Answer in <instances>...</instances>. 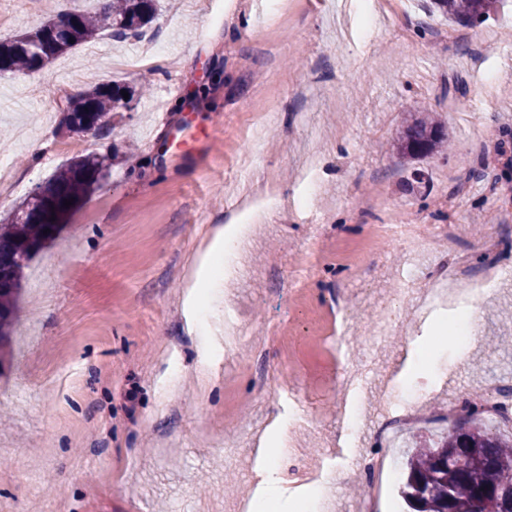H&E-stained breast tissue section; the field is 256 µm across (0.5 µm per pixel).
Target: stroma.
I'll return each mask as SVG.
<instances>
[{
    "label": "stroma",
    "instance_id": "1",
    "mask_svg": "<svg viewBox=\"0 0 512 512\" xmlns=\"http://www.w3.org/2000/svg\"><path fill=\"white\" fill-rule=\"evenodd\" d=\"M97 7V0H36L14 21L10 0H0V39L39 26L52 10ZM146 32L162 47L148 72L115 67L138 43L105 32L41 71L0 75V137L8 143L0 160L20 182L0 195V217L68 160L66 146L111 159L102 188L30 262L0 345V512H234L269 486L264 460L231 463L212 441L239 425L246 446L258 447L267 417L243 366L247 346L230 357L200 355L186 290L244 188L268 183L280 198H296L313 152L323 164L310 207L273 208L252 225L249 273L225 282L222 296L247 312L249 333L279 324L267 360L292 366L317 406L321 429L300 443L310 466L329 461L340 474L326 501L353 512L360 470L336 444V289L348 288L366 313L407 270L431 268L432 258L415 262L395 242L369 235L384 209L444 224L443 197L465 196L460 249L472 260L484 253L486 222L512 225V208L500 207L492 187L498 157L478 151L473 136L477 127L493 140L512 129V0L474 27L430 15L425 0L400 20L376 13L369 26L341 0H161ZM213 71L223 82L208 83ZM110 81L148 91L98 132L61 129L70 97ZM173 82L188 97L210 86L194 112L169 105L171 125L197 135L184 153L153 107ZM417 112L437 114L452 143L448 157L422 161L425 187L411 183L390 147ZM479 165L485 180H466ZM376 191L380 208L358 211L359 198ZM307 265L306 281L281 288ZM482 304L464 364L455 360L457 344L439 340L431 321H416L408 303L398 306L411 328L406 336L376 337L362 318L359 345L371 378L410 391L406 362L421 361L423 404L434 419L417 433L444 431L449 392L493 376L512 381V276Z\"/></svg>",
    "mask_w": 512,
    "mask_h": 512
}]
</instances>
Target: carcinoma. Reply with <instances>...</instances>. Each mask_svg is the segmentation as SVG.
<instances>
[{
	"instance_id": "1",
	"label": "carcinoma",
	"mask_w": 512,
	"mask_h": 512,
	"mask_svg": "<svg viewBox=\"0 0 512 512\" xmlns=\"http://www.w3.org/2000/svg\"><path fill=\"white\" fill-rule=\"evenodd\" d=\"M100 12L64 13L31 33L0 40V73L42 70L57 56L94 39L102 30L114 38L137 37L154 19L155 0H101ZM503 0H432L452 23H482ZM129 98H124L121 91ZM135 91L127 84H97L71 99L63 124L73 132H95L114 114L132 109ZM410 166L448 151L445 126L432 113L407 126L395 141ZM108 157L87 153L55 169L5 219L0 220V337L13 323L16 298L28 263L53 241L47 221L77 212L108 176ZM70 206H65V201ZM486 416L467 407L436 440L407 455L399 483L407 512H512V437L489 432Z\"/></svg>"
}]
</instances>
